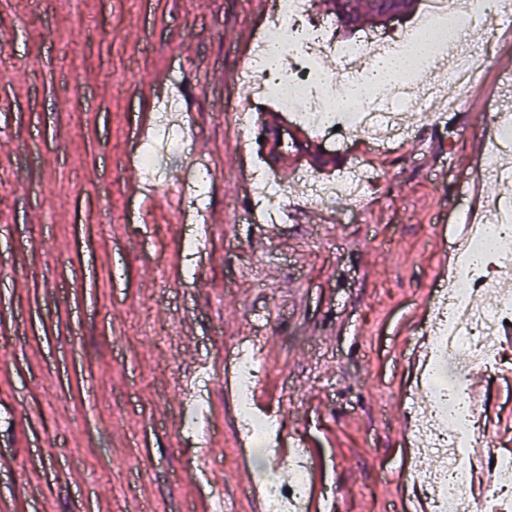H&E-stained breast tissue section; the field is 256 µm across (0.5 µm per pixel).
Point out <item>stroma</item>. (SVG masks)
<instances>
[{"label": "stroma", "instance_id": "stroma-1", "mask_svg": "<svg viewBox=\"0 0 512 512\" xmlns=\"http://www.w3.org/2000/svg\"><path fill=\"white\" fill-rule=\"evenodd\" d=\"M254 0H0V512H265L244 483L287 486L247 434L224 368L260 348L259 393L322 454L335 512H409V404H423L406 349L448 271L458 213L502 189L491 165L490 107L512 33L478 28L488 49L474 106L414 120L393 152L349 136L352 164L377 181L336 224L301 218L273 233L250 224L234 166L241 126L231 35L262 31ZM196 114L185 130L213 180L214 216L182 224L192 186L163 132L140 142L157 95ZM149 150L165 174L149 207L131 193ZM195 235L186 255L182 242ZM484 372L497 430L512 451V345ZM213 436L204 478L184 473L191 436L180 390L198 358Z\"/></svg>", "mask_w": 512, "mask_h": 512}]
</instances>
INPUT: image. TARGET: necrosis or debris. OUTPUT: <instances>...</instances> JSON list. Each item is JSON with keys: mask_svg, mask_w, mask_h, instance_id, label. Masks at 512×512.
Returning <instances> with one entry per match:
<instances>
[{"mask_svg": "<svg viewBox=\"0 0 512 512\" xmlns=\"http://www.w3.org/2000/svg\"><path fill=\"white\" fill-rule=\"evenodd\" d=\"M312 0H276L275 25L279 38H262L250 67L261 73V83L290 112L314 126H356L369 129L387 122V138H367V145L383 151L407 137L405 124L395 122V112L408 111L405 99L395 98L387 112L376 106L387 87L373 85L365 98L350 93L352 79L369 77L379 56L387 51L403 55L404 65L394 80L406 85L422 79L431 60L441 58L448 46L464 42L477 27L497 30L512 24V0H424L421 14L393 35L365 34L342 42L333 51L343 74L334 77L319 67L327 43L324 26L309 22ZM480 50L450 63L445 76L458 104L469 103L478 86ZM483 223L469 225L453 243L455 262L446 282L437 289L427 326V361H441L448 382L431 387L423 411H410L414 420V445L423 454H435L436 465L415 475V485L429 494L430 512H512V453L478 456L483 441L476 423L480 405L469 385V371L500 363L498 336L512 322V291L499 289L494 271H512V259L499 250L484 249L488 228L512 233V197L502 196L486 205ZM491 301L478 303L480 292ZM240 416L250 422L257 444H267L272 430L254 404L258 369L248 352H240L235 366ZM487 468L495 489L491 499L468 494L474 473Z\"/></svg>", "mask_w": 512, "mask_h": 512, "instance_id": "obj_1", "label": "necrosis or debris"}]
</instances>
